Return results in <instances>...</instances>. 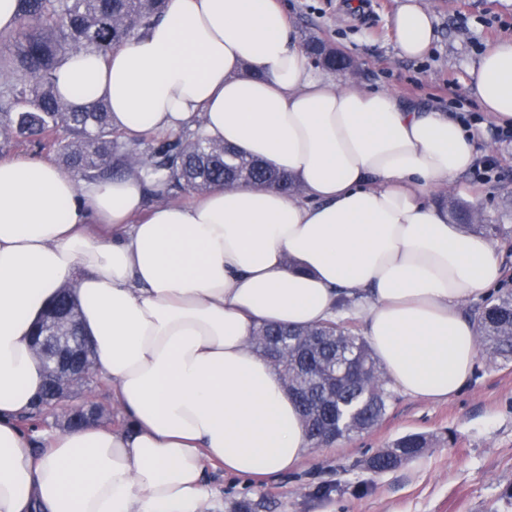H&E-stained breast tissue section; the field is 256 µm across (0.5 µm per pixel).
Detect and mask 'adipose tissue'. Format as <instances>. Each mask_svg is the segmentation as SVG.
Wrapping results in <instances>:
<instances>
[{
    "mask_svg": "<svg viewBox=\"0 0 512 512\" xmlns=\"http://www.w3.org/2000/svg\"><path fill=\"white\" fill-rule=\"evenodd\" d=\"M391 24L403 56L430 50L423 0H400ZM58 76L65 99L106 97L127 137L200 131L287 172L302 196L217 186L168 204L164 171L79 182L0 160V512H201L209 467L296 468L310 442L250 348L262 324L350 316L404 393L441 402L469 383L478 345L463 309L503 269L491 237L432 199L476 161L448 113L333 81L278 0H168L132 41L67 55ZM471 86L512 123V38L483 53ZM65 285L130 428L46 431L36 452L19 424L45 379L30 331Z\"/></svg>",
    "mask_w": 512,
    "mask_h": 512,
    "instance_id": "ef3b65f1",
    "label": "adipose tissue"
}]
</instances>
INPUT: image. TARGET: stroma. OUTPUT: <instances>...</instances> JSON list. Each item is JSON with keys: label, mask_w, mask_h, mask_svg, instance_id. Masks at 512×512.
Instances as JSON below:
<instances>
[{"label": "stroma", "mask_w": 512, "mask_h": 512, "mask_svg": "<svg viewBox=\"0 0 512 512\" xmlns=\"http://www.w3.org/2000/svg\"><path fill=\"white\" fill-rule=\"evenodd\" d=\"M435 39L423 57L400 54L390 20L398 0H280L297 43L318 39L350 57L353 82L389 91L422 109L474 112L481 120L479 155L493 157L490 179L460 176L452 195L479 204L503 276L492 294L512 290V142L498 141L496 121L469 87L470 72L489 44L512 37V0H426ZM87 400L103 409L100 426L125 430L111 384L94 379L70 404ZM419 433L429 448L403 467L371 472L367 459L396 438ZM212 497L204 512H512L503 493L512 487V362L477 359L469 384L445 402L396 392L371 431L313 448L298 467L265 480L208 469Z\"/></svg>", "instance_id": "obj_1"}]
</instances>
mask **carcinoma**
Returning <instances> with one entry per match:
<instances>
[{"mask_svg":"<svg viewBox=\"0 0 512 512\" xmlns=\"http://www.w3.org/2000/svg\"><path fill=\"white\" fill-rule=\"evenodd\" d=\"M167 0H19V22L0 35V145L24 137H42L53 146L62 127L68 140L58 145L63 166L85 178L118 177L140 164L171 172L172 183L197 193L215 186H250L297 196L302 189L287 174L236 149L186 131L173 142L129 149L114 137L108 103L98 100L75 105L57 87V68L69 53L92 49L102 56L127 43L152 20ZM474 323L479 354L491 361H512V290L477 309ZM288 346L275 363L289 389L309 393V413L319 421L328 400L325 384L336 379V434L316 424L306 427L312 447L362 434L384 418L394 399L383 371L367 342L342 322L330 321L307 329L266 324L254 334ZM355 365L368 377L369 394L342 374ZM430 440L407 434L380 450L368 462L380 473L419 457Z\"/></svg>","mask_w":512,"mask_h":512,"instance_id":"1","label":"carcinoma"}]
</instances>
